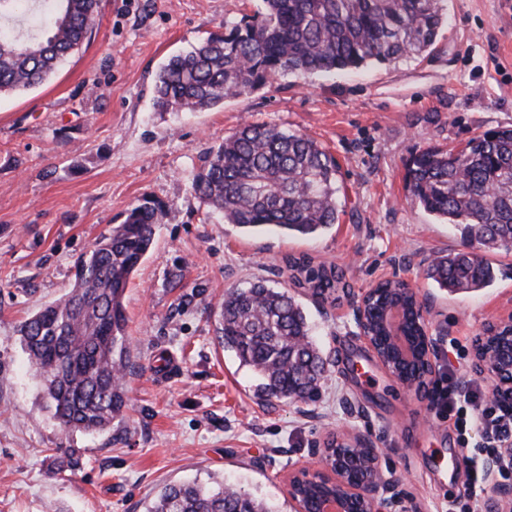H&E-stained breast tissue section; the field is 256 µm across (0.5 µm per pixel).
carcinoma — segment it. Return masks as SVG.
Here are the masks:
<instances>
[{"mask_svg":"<svg viewBox=\"0 0 512 512\" xmlns=\"http://www.w3.org/2000/svg\"><path fill=\"white\" fill-rule=\"evenodd\" d=\"M28 0H0V95L46 81L91 38L99 0H47L32 34L5 23L25 18ZM263 8L224 22L171 56L154 82L156 112H199L250 94L285 75L357 69L370 62L421 57L448 24L443 0H262ZM338 165L314 139L275 126L246 123L209 149L192 190L224 223L246 231L313 235L338 221ZM412 202L484 251L512 250V127L469 139L459 148L427 147L406 167ZM152 200L129 209L123 223L97 239L76 263L73 288L17 326L21 346L41 379L49 408L68 432L102 433L126 408L130 349L123 298L163 223ZM295 286L320 302L346 288L332 265L286 258ZM429 277L451 292L490 286L493 268L480 253L438 256ZM395 299L411 304L401 281L380 283L370 298L379 324ZM219 339L260 377L270 401L312 399L326 361L311 338L302 306L287 291L258 281L233 288L220 306ZM81 449L57 448L51 469L79 465ZM146 512H274L237 488L195 482L165 486Z\"/></svg>","mask_w":512,"mask_h":512,"instance_id":"1","label":"carcinoma"}]
</instances>
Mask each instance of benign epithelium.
<instances>
[{"instance_id": "1", "label": "benign epithelium", "mask_w": 512, "mask_h": 512, "mask_svg": "<svg viewBox=\"0 0 512 512\" xmlns=\"http://www.w3.org/2000/svg\"><path fill=\"white\" fill-rule=\"evenodd\" d=\"M360 337L387 372H392L384 362L373 339L371 326L366 319L364 298L353 301ZM384 319L389 329L387 344L402 352L408 345L402 335L404 314L397 308L388 310ZM504 332L512 335V317L490 325L477 342L473 371L482 376L489 373L497 380L489 400L500 402L503 391L512 387V349L503 357L496 355L487 346L493 335ZM348 443L356 449L357 458L349 463L330 456V449L322 450L323 468L311 475L306 470L288 474V493L297 503V512H408L404 497L398 492L402 479L384 475L380 452L364 437H354ZM512 466V452L491 458L485 464L489 481L492 507L497 509L512 502V485L497 480V473Z\"/></svg>"}]
</instances>
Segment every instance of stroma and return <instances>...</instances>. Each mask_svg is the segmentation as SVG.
<instances>
[{
    "label": "stroma",
    "instance_id": "obj_1",
    "mask_svg": "<svg viewBox=\"0 0 512 512\" xmlns=\"http://www.w3.org/2000/svg\"><path fill=\"white\" fill-rule=\"evenodd\" d=\"M258 0H100L91 40L41 86L0 97V512H144L169 483L222 479L295 512L290 471L322 468L333 435L370 438L402 476L409 512L467 494L469 465L438 387L474 376V341L512 315V252H490L494 283L451 292L426 276L463 247L459 231L413 204L406 166L512 125V0H446L429 57L301 80L281 77L203 112L152 109V79L172 54ZM305 134L339 165L338 224L313 237L248 233L194 194L200 159L244 122ZM166 210L124 296L135 350L128 407L100 435H64L17 325L63 295L75 263L142 198ZM335 265L347 285L318 304L293 285L290 255ZM384 279L424 301L435 339L425 392L406 391L357 335L352 301ZM302 305L327 360L314 401L267 404L253 372L218 340L225 293L254 281ZM52 448L82 463L49 470Z\"/></svg>",
    "mask_w": 512,
    "mask_h": 512
}]
</instances>
